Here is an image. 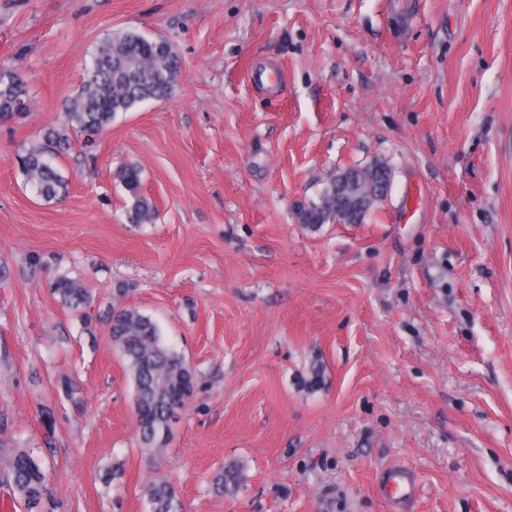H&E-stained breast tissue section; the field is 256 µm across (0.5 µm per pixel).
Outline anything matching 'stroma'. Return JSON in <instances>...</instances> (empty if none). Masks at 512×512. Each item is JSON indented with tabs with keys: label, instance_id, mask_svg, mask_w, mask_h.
<instances>
[{
	"label": "stroma",
	"instance_id": "35a3bbf8",
	"mask_svg": "<svg viewBox=\"0 0 512 512\" xmlns=\"http://www.w3.org/2000/svg\"><path fill=\"white\" fill-rule=\"evenodd\" d=\"M128 28L180 56L169 99L73 134L68 197L36 198L17 154ZM0 67L30 102L0 122V441L42 456L53 512H149L159 478L185 512H389L390 465L416 477L404 512H512V0H0ZM375 160L391 187L362 223L299 224ZM128 162L153 223L127 221ZM120 286L195 369L155 456L109 336ZM50 288L60 303L74 311H80L91 304L87 289L73 278L59 276L51 283Z\"/></svg>",
	"mask_w": 512,
	"mask_h": 512
}]
</instances>
